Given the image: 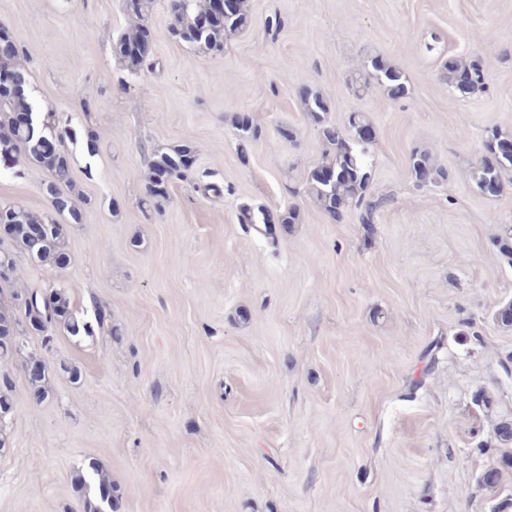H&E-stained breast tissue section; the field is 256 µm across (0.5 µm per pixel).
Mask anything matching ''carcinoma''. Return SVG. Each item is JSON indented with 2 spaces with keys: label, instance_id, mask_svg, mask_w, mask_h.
Listing matches in <instances>:
<instances>
[{
  "label": "carcinoma",
  "instance_id": "cac0c4a2",
  "mask_svg": "<svg viewBox=\"0 0 512 512\" xmlns=\"http://www.w3.org/2000/svg\"><path fill=\"white\" fill-rule=\"evenodd\" d=\"M213 0H173L175 23L170 33L180 42L212 56L224 53L225 42L242 32L249 24L247 0H236L235 12L225 20L207 28L198 24V18L210 13ZM152 0H133L128 12L137 22L121 39L118 54L131 65L138 66L142 58H133L134 46L147 45L151 36L148 18ZM28 55L20 45H13L10 55L0 57V73L14 82L12 87L0 88V113L7 123L0 124V167L16 173L20 158L44 167L48 180L44 189L51 199L52 212L34 214L15 204L0 205V213L7 216L15 227L13 239L15 250L0 249V268L17 270L20 257L26 256L42 263L62 268L69 264L66 250L67 230L71 224L82 222L81 211L73 204L75 184L71 177V160L67 141L72 137L71 119L55 114L36 118L31 103L30 71ZM443 79L449 85L465 93H474L486 87L485 74L476 63L452 59L444 67ZM352 87L356 96L384 87L397 98L407 93L405 78L401 71L386 59L375 56L369 64L352 75ZM304 111L317 127L322 144L321 157L304 177L305 193L315 206L332 222L340 223L349 210L359 213V223H374L375 213L383 199L370 198L371 165L368 161L370 139L361 135V129L371 127L368 114L361 110L349 112L345 126H336L328 120L330 105L319 92L309 88L301 95ZM234 129L239 137L240 150L256 139L259 133L251 116L238 113L234 117ZM55 136L60 143L59 156L48 159L44 153L43 138ZM483 150L495 158L490 162L483 158L470 168V177L475 187L484 195L496 197L506 184L512 183V133L498 128L486 131ZM195 149L190 144L176 145L166 151H157L149 163L144 184V201L158 199L165 194V183L187 177L192 169ZM409 171L418 189H438L448 180V172L438 165L431 153L416 147L409 155ZM66 217V222L59 217ZM242 224L265 223L264 211L242 206L239 213ZM31 224H46L50 231L40 239H33L23 228ZM494 246L499 256L512 264V226L502 229L494 236ZM93 320L78 317L70 309V300L63 288L49 292L38 290L17 293L12 305L0 304V359L18 354L24 347L25 337L44 336L58 324L64 325L72 336H92L95 330L115 333L110 326L111 314L106 306L96 301L92 305ZM24 312L20 320L18 312ZM496 441L502 445L500 467L489 474L488 484L495 486L502 471L512 469V424L500 423L494 429ZM98 483L102 491L112 490L109 478L98 468L92 473L77 475V485L86 489Z\"/></svg>",
  "mask_w": 512,
  "mask_h": 512
}]
</instances>
